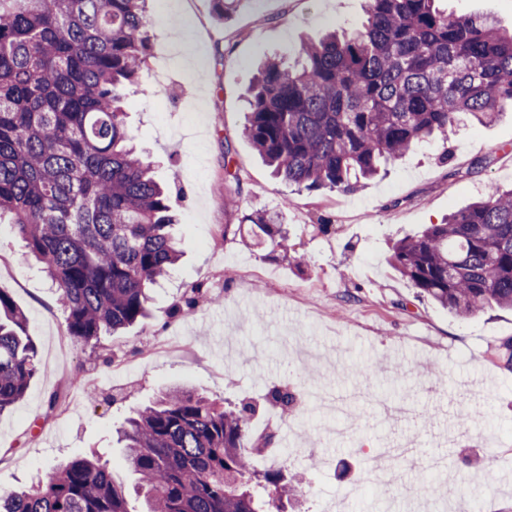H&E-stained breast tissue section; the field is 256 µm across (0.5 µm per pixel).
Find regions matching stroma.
Listing matches in <instances>:
<instances>
[{"mask_svg": "<svg viewBox=\"0 0 512 512\" xmlns=\"http://www.w3.org/2000/svg\"><path fill=\"white\" fill-rule=\"evenodd\" d=\"M188 3L176 16L149 0L146 76L127 109L138 148L183 191L182 257L153 290L148 316L98 347L77 342L54 288L0 224V288L25 312L39 360L23 400L0 414V492L93 448L139 512L116 430L182 386L255 405L251 430L274 443L251 456L252 470L303 481L288 512H320L340 496L352 512H512V367L501 348L512 309L458 318L387 260L394 240L512 186V110L413 147L355 193L300 192L245 136L248 90L265 58L294 62L302 42L359 26L367 0H241L226 21L212 0ZM184 100L198 112H182ZM229 171L236 181L225 182ZM253 212L278 214L288 254L242 223ZM236 223L240 234L216 238ZM199 283L209 299L177 313ZM275 389L294 394L288 413L269 401ZM53 394L64 415L49 410ZM379 468L387 482L370 489Z\"/></svg>", "mask_w": 512, "mask_h": 512, "instance_id": "1", "label": "stroma"}]
</instances>
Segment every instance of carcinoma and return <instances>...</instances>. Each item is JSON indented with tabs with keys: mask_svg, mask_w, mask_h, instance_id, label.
I'll return each mask as SVG.
<instances>
[{
	"mask_svg": "<svg viewBox=\"0 0 512 512\" xmlns=\"http://www.w3.org/2000/svg\"><path fill=\"white\" fill-rule=\"evenodd\" d=\"M147 0H0V223L42 266L69 335L97 347L145 317L149 290L180 257L171 193L137 153L124 91L150 51ZM438 0H369L351 36L266 59L248 98L244 134L282 180L306 191L355 192L412 146L512 108V33L490 15L456 16ZM242 223L288 253L275 215ZM391 265L440 308L472 318L512 308V189L399 240ZM38 371L27 317L0 289V413ZM252 407L183 387L128 418L126 460L141 512H283L297 491L251 470L273 443L254 438ZM0 512H130L99 454L56 466L0 495Z\"/></svg>",
	"mask_w": 512,
	"mask_h": 512,
	"instance_id": "obj_1",
	"label": "carcinoma"
}]
</instances>
